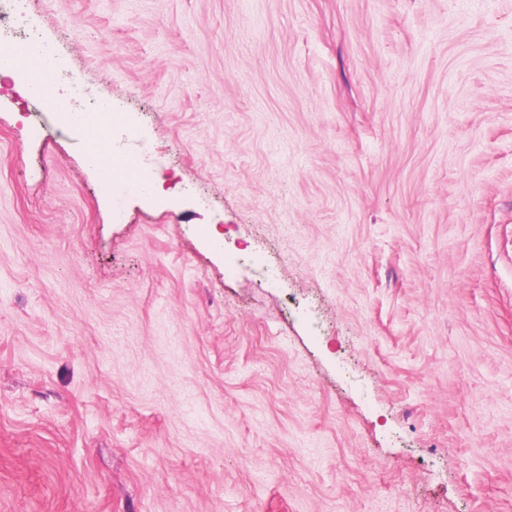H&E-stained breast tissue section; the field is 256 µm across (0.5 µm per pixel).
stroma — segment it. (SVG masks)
Instances as JSON below:
<instances>
[{
	"label": "stroma",
	"instance_id": "35a3bbf8",
	"mask_svg": "<svg viewBox=\"0 0 512 512\" xmlns=\"http://www.w3.org/2000/svg\"><path fill=\"white\" fill-rule=\"evenodd\" d=\"M30 8L116 177L0 83V512H512V0ZM97 143L92 147L89 154V163L97 169L101 180L105 186L112 184L114 172L108 162V145L95 140Z\"/></svg>",
	"mask_w": 512,
	"mask_h": 512
}]
</instances>
